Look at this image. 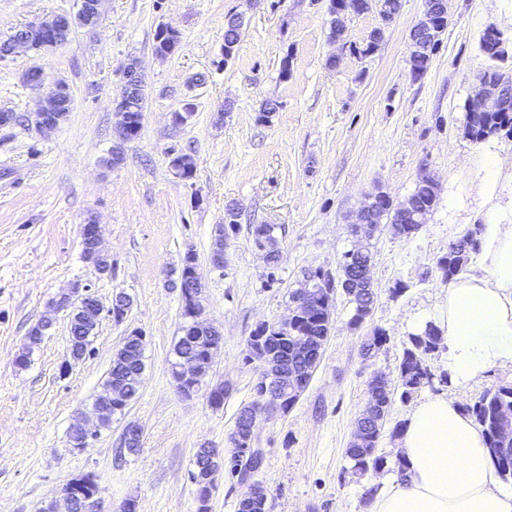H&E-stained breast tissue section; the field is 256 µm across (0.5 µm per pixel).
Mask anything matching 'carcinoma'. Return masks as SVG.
<instances>
[{
	"label": "carcinoma",
	"instance_id": "carcinoma-1",
	"mask_svg": "<svg viewBox=\"0 0 512 512\" xmlns=\"http://www.w3.org/2000/svg\"><path fill=\"white\" fill-rule=\"evenodd\" d=\"M400 0H361L360 10H375L378 14L389 19L398 12ZM241 21L236 14H230L226 19L224 31V58L232 57L234 47L240 36ZM384 38V29L376 28L360 44L350 46V51L357 58H366L377 51ZM155 53L165 57L173 52V48L179 44V35L172 32L167 36H161L156 32ZM442 43V36H437L429 46V52L421 51L423 44L418 41L411 42L412 51L418 58L416 69L413 74L421 76L428 68L432 57L439 50ZM124 99L127 102L130 112L126 116L129 124V136L138 138L142 130L140 116L145 112L146 94L145 86L139 85L133 79L129 80L124 89ZM505 105L494 112H485L478 119L472 120L464 116V130L477 129L476 135L492 137L512 138V88L505 93ZM418 204L425 207L426 215H431L438 204V189L431 183L419 180L412 191ZM416 209L413 207H401L393 204L389 199L381 200L373 213L372 223L376 225L386 224L390 231H396L400 237L407 239L414 236V229L418 225L415 216ZM238 213L235 208L226 211L224 223L216 229V240L214 250H224V239L231 234L237 233ZM281 228L277 224H254L249 227V233L254 243L264 245L272 258H277L279 253V232ZM481 230L468 229L463 235L456 238L448 245V253L439 257L436 261V269L442 270L441 278L445 282H452L463 275L474 257L481 250ZM195 253L189 250L185 253L179 268L177 281L173 287L183 291L187 289L186 281L189 278V269ZM362 265L360 261H351L348 255H343L340 262V274L333 277L321 269H310L303 273V279L299 281V287L294 289L291 297L308 296L311 305L310 317L305 321L296 322L288 330V336H315L317 338H328L330 336L333 320V307L336 300L337 288L347 280L359 276L358 268ZM369 295L367 285L357 282L355 291L348 293L350 302L353 304V314L350 324L357 327L362 324L361 313L363 312ZM83 325L70 324V336L78 349L84 354L92 351L91 345L95 337L97 319L87 313L82 317ZM45 334V330L34 326L28 332V344L26 351L16 357V365L24 368L30 362V355L33 349L38 346ZM442 340L440 330L432 323L425 326L424 330L412 333L408 336L403 348L402 356L398 366V379L400 388L399 394H394L391 384L387 381L382 383L369 384L368 400H376L382 404H393L395 399L407 402L414 397L422 388L432 384L433 375L428 371L425 358L434 352ZM219 341V338L211 333L200 334L192 331V325L185 319L181 326V336L172 349V360H170V373L174 383H179L176 365L180 358L188 354L203 356L206 348ZM388 341L386 331L381 327L373 330L368 343L363 345L364 357L370 358L376 355ZM145 344L137 339H131L118 348L112 359V366L105 379L101 393L96 398H101L112 387L116 378L122 379L127 385L128 401H133L139 395L143 386L145 373ZM276 389L288 395V408H293L300 399L294 387L292 378L288 377V368L280 369L279 381L275 383ZM464 411L470 415L481 430L490 449L494 465L499 469L503 479L512 478V382H502L497 386L484 391L473 403L464 407ZM387 420H382L369 427L366 431L364 444L356 448H348L345 451L350 467L348 473L356 478L362 479L368 473L375 472L387 466V457L379 448L382 430ZM264 466V453L262 450L249 449V443L244 441L236 446L229 456L223 457V469L234 477L237 483L243 484L255 474L259 473Z\"/></svg>",
	"mask_w": 512,
	"mask_h": 512
}]
</instances>
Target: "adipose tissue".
Segmentation results:
<instances>
[{"instance_id":"ef3b65f1","label":"adipose tissue","mask_w":512,"mask_h":512,"mask_svg":"<svg viewBox=\"0 0 512 512\" xmlns=\"http://www.w3.org/2000/svg\"><path fill=\"white\" fill-rule=\"evenodd\" d=\"M479 272L448 287L437 323L451 383L468 387L494 367L512 369V205L483 225ZM370 512H512L505 481L473 419L456 399L428 395L408 414Z\"/></svg>"}]
</instances>
